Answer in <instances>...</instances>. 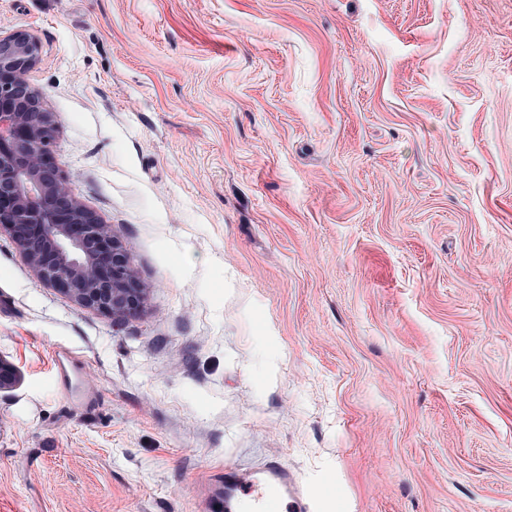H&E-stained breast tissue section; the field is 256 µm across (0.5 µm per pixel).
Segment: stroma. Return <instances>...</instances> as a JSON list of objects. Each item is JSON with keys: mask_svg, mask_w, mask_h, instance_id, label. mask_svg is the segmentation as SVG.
Here are the masks:
<instances>
[{"mask_svg": "<svg viewBox=\"0 0 512 512\" xmlns=\"http://www.w3.org/2000/svg\"><path fill=\"white\" fill-rule=\"evenodd\" d=\"M55 158L148 290L0 234V512H512V0H0ZM315 493L275 462L249 475L233 465L224 466V511L283 512L288 499L290 507L304 511Z\"/></svg>", "mask_w": 512, "mask_h": 512, "instance_id": "1", "label": "stroma"}]
</instances>
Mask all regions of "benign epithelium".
<instances>
[{
    "label": "benign epithelium",
    "mask_w": 512,
    "mask_h": 512,
    "mask_svg": "<svg viewBox=\"0 0 512 512\" xmlns=\"http://www.w3.org/2000/svg\"><path fill=\"white\" fill-rule=\"evenodd\" d=\"M40 53L28 32L0 34V230L41 282L120 324L143 309L147 288L112 225L79 201L56 162L52 113L28 80ZM19 383L0 357V391Z\"/></svg>",
    "instance_id": "1"
}]
</instances>
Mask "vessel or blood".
Segmentation results:
<instances>
[{"instance_id":"obj_1","label":"vessel or blood","mask_w":512,"mask_h":512,"mask_svg":"<svg viewBox=\"0 0 512 512\" xmlns=\"http://www.w3.org/2000/svg\"><path fill=\"white\" fill-rule=\"evenodd\" d=\"M313 490L299 483L293 473L277 463L245 474L235 466L224 468V508L226 512H306Z\"/></svg>"}]
</instances>
